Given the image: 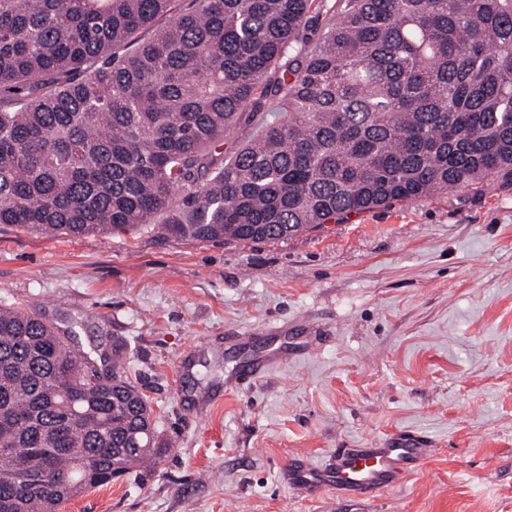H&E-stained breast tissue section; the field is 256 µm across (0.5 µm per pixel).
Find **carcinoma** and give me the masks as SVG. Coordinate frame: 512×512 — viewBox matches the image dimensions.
I'll return each instance as SVG.
<instances>
[{
    "mask_svg": "<svg viewBox=\"0 0 512 512\" xmlns=\"http://www.w3.org/2000/svg\"><path fill=\"white\" fill-rule=\"evenodd\" d=\"M503 174L512 0H0V224L276 242ZM127 370L0 303V503L161 462Z\"/></svg>",
    "mask_w": 512,
    "mask_h": 512,
    "instance_id": "1",
    "label": "carcinoma"
}]
</instances>
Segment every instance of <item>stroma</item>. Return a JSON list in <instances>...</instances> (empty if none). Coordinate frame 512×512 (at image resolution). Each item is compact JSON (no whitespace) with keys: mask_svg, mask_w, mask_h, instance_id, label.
<instances>
[{"mask_svg":"<svg viewBox=\"0 0 512 512\" xmlns=\"http://www.w3.org/2000/svg\"><path fill=\"white\" fill-rule=\"evenodd\" d=\"M0 301L122 342L170 448L59 512H512V179L349 215L285 242L0 224ZM287 328L302 349L270 362ZM265 362L251 385L232 374ZM433 454L404 483L301 496L289 463L383 446Z\"/></svg>","mask_w":512,"mask_h":512,"instance_id":"stroma-1","label":"stroma"}]
</instances>
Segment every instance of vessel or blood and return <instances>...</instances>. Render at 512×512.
<instances>
[{"mask_svg":"<svg viewBox=\"0 0 512 512\" xmlns=\"http://www.w3.org/2000/svg\"><path fill=\"white\" fill-rule=\"evenodd\" d=\"M424 438L401 433L380 448H338L319 465L297 460L286 480L295 492L315 496L332 490L346 498L375 495L400 483L432 454Z\"/></svg>","mask_w":512,"mask_h":512,"instance_id":"1","label":"vessel or blood"}]
</instances>
